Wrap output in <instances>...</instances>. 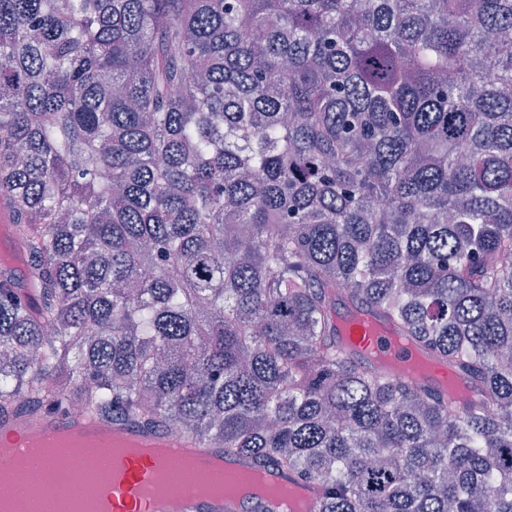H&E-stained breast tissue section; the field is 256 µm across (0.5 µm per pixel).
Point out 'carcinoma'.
<instances>
[{
	"mask_svg": "<svg viewBox=\"0 0 512 512\" xmlns=\"http://www.w3.org/2000/svg\"><path fill=\"white\" fill-rule=\"evenodd\" d=\"M0 205V413L512 512V0H0ZM353 311L471 395L359 361Z\"/></svg>",
	"mask_w": 512,
	"mask_h": 512,
	"instance_id": "obj_1",
	"label": "carcinoma"
}]
</instances>
